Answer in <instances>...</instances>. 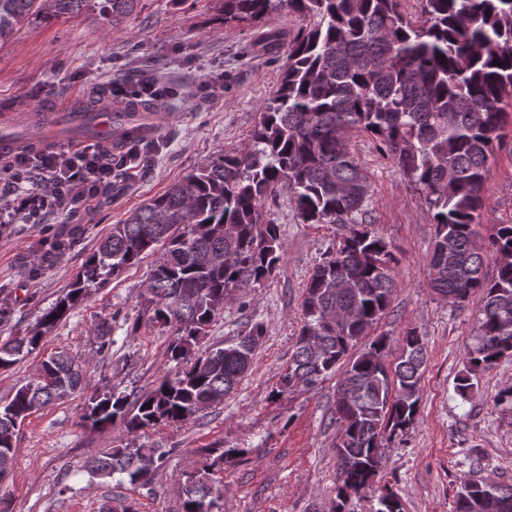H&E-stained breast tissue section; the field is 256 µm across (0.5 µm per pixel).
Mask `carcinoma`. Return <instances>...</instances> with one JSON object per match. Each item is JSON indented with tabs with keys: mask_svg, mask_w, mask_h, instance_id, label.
I'll return each mask as SVG.
<instances>
[{
	"mask_svg": "<svg viewBox=\"0 0 512 512\" xmlns=\"http://www.w3.org/2000/svg\"><path fill=\"white\" fill-rule=\"evenodd\" d=\"M139 0H0V42L35 15L45 20L91 9L117 25ZM224 24L257 26L286 6L302 24L288 35V58L276 90L261 108L248 144L218 151L204 166L134 209L103 239L73 288L44 313L41 329L0 342V370L36 350L76 302L109 276L137 264L161 243L165 253L147 282L154 320L173 330L167 354L181 368L139 396L90 397L83 421L127 433L180 424L224 403L247 373L263 335L256 326L204 358L195 346L231 292L254 288L284 258L280 225L263 223L262 200L288 191L302 224L344 228L336 249L313 267L302 300L303 323L277 392L306 387L342 368L336 385L338 482L332 512L371 488L383 449L413 423L427 363L424 338L411 328L394 368L387 338L357 357L396 292L392 246L361 220L371 181L351 153V131L376 148L422 194L436 234L431 286L448 304L479 297L480 317L454 391L463 400L478 375L512 354V224L487 239L475 229L489 156L512 130V0H419L411 16L403 0H220ZM500 65H494V60ZM495 263L496 276L482 275ZM85 364L65 353L42 362L39 374L0 404V474L14 464V440L33 413L89 387ZM165 451L117 446L88 462L100 479L124 475L147 485ZM224 454L191 474L182 512H214L221 492L209 471ZM374 512H403L389 488L374 491ZM454 512H512V485L461 481Z\"/></svg>",
	"mask_w": 512,
	"mask_h": 512,
	"instance_id": "cac0c4a2",
	"label": "carcinoma"
}]
</instances>
